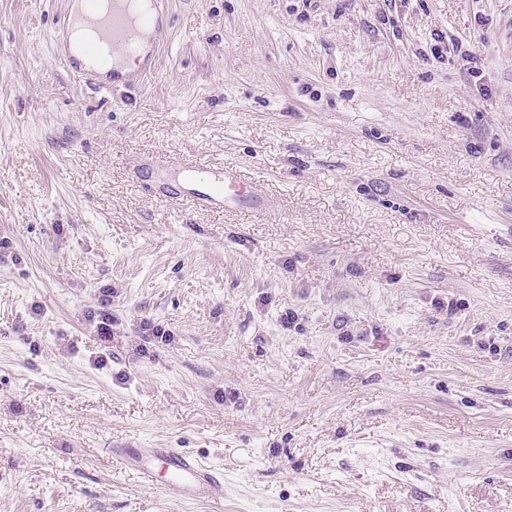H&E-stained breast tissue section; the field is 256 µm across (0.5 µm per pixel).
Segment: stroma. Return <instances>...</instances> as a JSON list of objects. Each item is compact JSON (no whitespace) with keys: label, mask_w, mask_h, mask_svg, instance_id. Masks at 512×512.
<instances>
[{"label":"stroma","mask_w":512,"mask_h":512,"mask_svg":"<svg viewBox=\"0 0 512 512\" xmlns=\"http://www.w3.org/2000/svg\"><path fill=\"white\" fill-rule=\"evenodd\" d=\"M67 4L0 0V512H512V0H169L115 92ZM199 157L264 210L169 197ZM125 469L139 475L143 483L156 485L160 473L166 477L162 490L176 500L224 499V473L181 448H116Z\"/></svg>","instance_id":"1"}]
</instances>
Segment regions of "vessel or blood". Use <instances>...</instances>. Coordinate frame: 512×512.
<instances>
[{"label":"vessel or blood","mask_w":512,"mask_h":512,"mask_svg":"<svg viewBox=\"0 0 512 512\" xmlns=\"http://www.w3.org/2000/svg\"><path fill=\"white\" fill-rule=\"evenodd\" d=\"M67 12L68 24L93 21L94 37L72 47L64 28L53 30L54 58L79 82L104 90L134 87L155 67L161 43L169 38V25L160 0L138 8L136 0H76ZM135 57L136 68L120 71L118 60ZM181 182L190 189L192 204L201 209L235 207L258 212L265 200L234 165L185 164ZM125 469L143 483H162L165 494L176 500L218 502L224 498L222 470L180 448H120L116 451Z\"/></svg>","instance_id":"obj_1"}]
</instances>
